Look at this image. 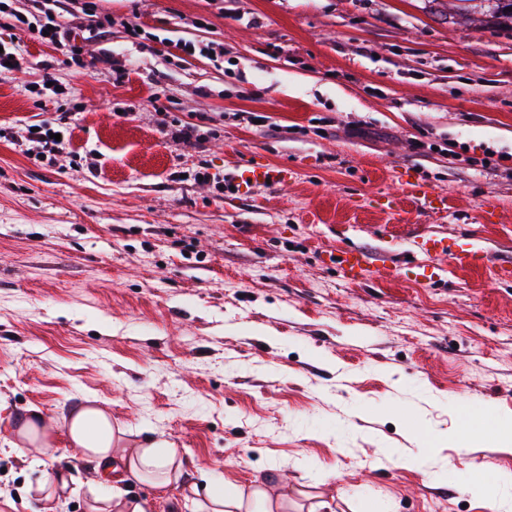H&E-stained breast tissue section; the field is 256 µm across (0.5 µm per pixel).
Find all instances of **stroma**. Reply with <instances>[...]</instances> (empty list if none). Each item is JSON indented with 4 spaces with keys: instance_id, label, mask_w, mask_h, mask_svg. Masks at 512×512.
Listing matches in <instances>:
<instances>
[{
    "instance_id": "stroma-1",
    "label": "stroma",
    "mask_w": 512,
    "mask_h": 512,
    "mask_svg": "<svg viewBox=\"0 0 512 512\" xmlns=\"http://www.w3.org/2000/svg\"><path fill=\"white\" fill-rule=\"evenodd\" d=\"M96 3L112 26L79 29L84 65L24 33L27 72L0 78V512L110 493L64 438L39 465L9 447L29 407L59 423L88 398L127 443L172 442L186 481L263 479L288 512H492L474 488L512 473V451L450 437L458 402L512 416V279L494 274L512 259V32L434 0ZM47 71L67 92L42 106L23 85ZM60 107L56 160L19 146ZM185 122L197 142L161 130ZM246 163L281 178L241 192ZM409 171L446 213L379 210ZM422 232L489 261L434 260L420 286ZM350 248L398 277L347 284L332 253ZM60 471L66 492L41 499Z\"/></svg>"
}]
</instances>
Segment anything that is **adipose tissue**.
<instances>
[{
  "mask_svg": "<svg viewBox=\"0 0 512 512\" xmlns=\"http://www.w3.org/2000/svg\"><path fill=\"white\" fill-rule=\"evenodd\" d=\"M62 433L68 446L80 456L93 460L99 473L115 475L112 492L93 498L88 512H147V501L125 489L127 477L148 484L156 496H165L173 480L183 473L177 448L165 440H148L132 448L116 451L112 421L100 408L83 407L65 418ZM459 438L491 436L504 447H512V418L485 408L475 419L462 418ZM191 512H286L288 499L262 489L244 492L236 485H209L194 491L188 500Z\"/></svg>",
  "mask_w": 512,
  "mask_h": 512,
  "instance_id": "1",
  "label": "adipose tissue"
}]
</instances>
